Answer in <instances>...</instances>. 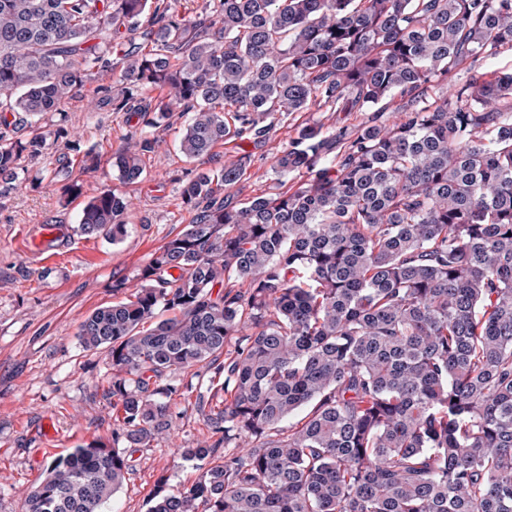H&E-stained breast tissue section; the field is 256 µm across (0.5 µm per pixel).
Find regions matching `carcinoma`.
Returning a JSON list of instances; mask_svg holds the SVG:
<instances>
[{"instance_id": "carcinoma-1", "label": "carcinoma", "mask_w": 512, "mask_h": 512, "mask_svg": "<svg viewBox=\"0 0 512 512\" xmlns=\"http://www.w3.org/2000/svg\"><path fill=\"white\" fill-rule=\"evenodd\" d=\"M177 2L0 0V183L112 53V110L169 89L154 122L187 116L189 161L295 113L367 116L302 126L284 191L224 194L247 153L185 184L195 221L79 325L112 358V445L50 460L25 512H109L201 363L220 437L180 449L197 479H160L148 512H512V72H480L512 53V0H206L203 30ZM143 26L146 51L123 40ZM159 147L119 149L122 183ZM129 207L101 193L80 233L121 240Z\"/></svg>"}]
</instances>
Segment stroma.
Segmentation results:
<instances>
[{
    "mask_svg": "<svg viewBox=\"0 0 512 512\" xmlns=\"http://www.w3.org/2000/svg\"><path fill=\"white\" fill-rule=\"evenodd\" d=\"M121 69V61L113 60L110 70L75 91L63 117L47 119L54 135L43 155L26 163L15 188L0 191V512H24L26 495L53 457L96 439L111 442L114 418L105 391L112 381V359L108 350L82 346L79 325L95 309L139 288V274L151 255L195 218L181 189L201 165L186 161L177 149L184 120L176 112L168 123L150 127L160 147L144 156L140 182L124 188L131 200L124 238L115 243L76 230L88 200L121 186L112 155L141 129L112 109V79ZM361 119L357 112L297 113L262 143H224L215 153L221 161L250 154L245 177L231 190L242 202L274 192V160L301 123L352 125ZM55 169L57 180H46L45 171ZM73 179L81 192L69 196L64 189ZM39 224L71 230L69 244L47 266L26 253L29 231ZM118 283L124 292L115 291ZM209 373L204 364L181 373L186 391L170 400L168 433L137 452L136 467L112 499L110 512H146L160 477L173 488L196 479L194 462L178 450L215 438L207 413L221 407L223 392L209 391L201 408L190 390Z\"/></svg>",
    "mask_w": 512,
    "mask_h": 512,
    "instance_id": "35a3bbf8",
    "label": "stroma"
}]
</instances>
